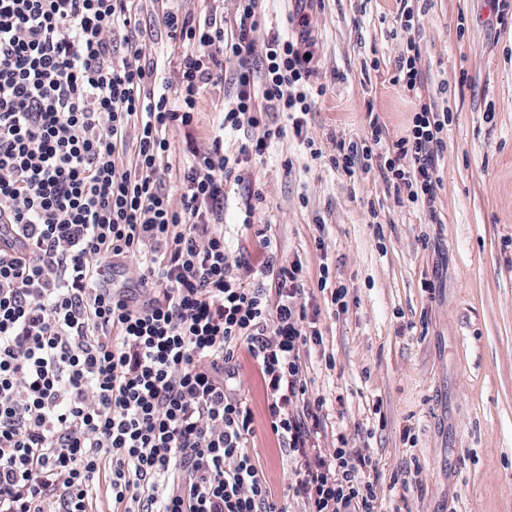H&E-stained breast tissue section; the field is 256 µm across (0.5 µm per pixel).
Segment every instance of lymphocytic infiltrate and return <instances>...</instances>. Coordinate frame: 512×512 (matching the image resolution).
I'll use <instances>...</instances> for the list:
<instances>
[{
	"label": "lymphocytic infiltrate",
	"mask_w": 512,
	"mask_h": 512,
	"mask_svg": "<svg viewBox=\"0 0 512 512\" xmlns=\"http://www.w3.org/2000/svg\"><path fill=\"white\" fill-rule=\"evenodd\" d=\"M135 2L0 0V215L28 243L21 257L0 250V512H93L100 483L112 512H288L248 449L243 349L296 464L289 499L304 512H379L375 457L343 437L330 452L318 441L326 400L310 393L303 354L323 335L301 263L272 255L257 268L248 249L224 246L226 185L284 133L263 112L287 114L299 137L324 93L307 56L314 0H294L291 36L261 48L260 0H237L229 29L162 7L156 23L183 47L173 88L143 52ZM228 59L236 99L222 125L263 130L233 159L223 137L201 147L193 136ZM451 120L420 104L393 141L371 116L363 145L338 144L330 165L379 168L433 209ZM173 171L176 206L164 189ZM132 256L138 278L104 287ZM246 274L275 286L244 287Z\"/></svg>",
	"instance_id": "1"
}]
</instances>
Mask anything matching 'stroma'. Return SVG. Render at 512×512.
I'll list each match as a JSON object with an SVG mask.
<instances>
[{"label":"stroma","mask_w":512,"mask_h":512,"mask_svg":"<svg viewBox=\"0 0 512 512\" xmlns=\"http://www.w3.org/2000/svg\"><path fill=\"white\" fill-rule=\"evenodd\" d=\"M139 5L143 51L176 83L182 47L152 23L156 0ZM415 8L406 30L399 0H319L311 51L326 93L306 115L304 137L287 131L281 113L265 115L286 132L263 161L245 164L242 184L227 185L224 235L229 252L249 245L255 264L272 252L301 262L324 338L305 354L309 389L330 410L319 444L335 448L342 430L374 453L382 512H512V0L497 10L490 0ZM411 40L421 51L417 97L393 82ZM233 94L228 81L204 90L199 145ZM421 100L453 115L432 216L398 198L378 169L348 176L329 164L338 142L363 141L370 114L390 139L404 135ZM254 191L267 250L242 226V200ZM324 264L348 289L344 311L319 289ZM240 385L254 415L251 453L272 493L301 512L288 497L295 465L270 430L246 356ZM411 473L416 486L402 490Z\"/></svg>","instance_id":"1"}]
</instances>
